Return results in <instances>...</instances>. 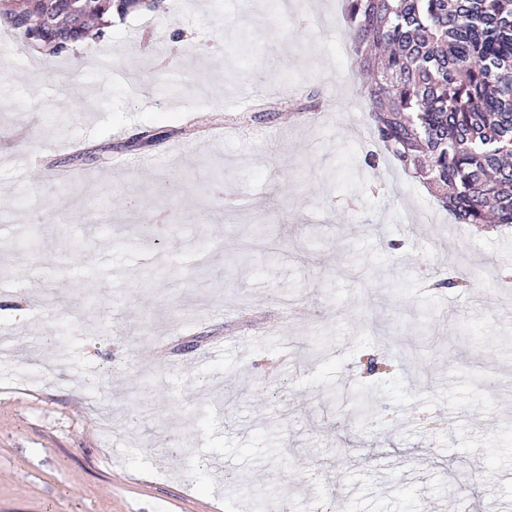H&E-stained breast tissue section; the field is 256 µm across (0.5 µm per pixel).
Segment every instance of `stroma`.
<instances>
[{"label":"stroma","instance_id":"35a3bbf8","mask_svg":"<svg viewBox=\"0 0 512 512\" xmlns=\"http://www.w3.org/2000/svg\"><path fill=\"white\" fill-rule=\"evenodd\" d=\"M273 4L0 23V512H512V227L384 154L344 0Z\"/></svg>","mask_w":512,"mask_h":512}]
</instances>
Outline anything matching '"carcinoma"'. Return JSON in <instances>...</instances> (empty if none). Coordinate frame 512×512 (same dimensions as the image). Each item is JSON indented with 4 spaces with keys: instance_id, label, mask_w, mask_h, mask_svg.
<instances>
[{
    "instance_id": "cac0c4a2",
    "label": "carcinoma",
    "mask_w": 512,
    "mask_h": 512,
    "mask_svg": "<svg viewBox=\"0 0 512 512\" xmlns=\"http://www.w3.org/2000/svg\"><path fill=\"white\" fill-rule=\"evenodd\" d=\"M139 0H0L38 22L37 47L66 55L104 37ZM351 61L366 71L372 133L458 224H512V0H346ZM371 426L379 409L355 405Z\"/></svg>"
}]
</instances>
